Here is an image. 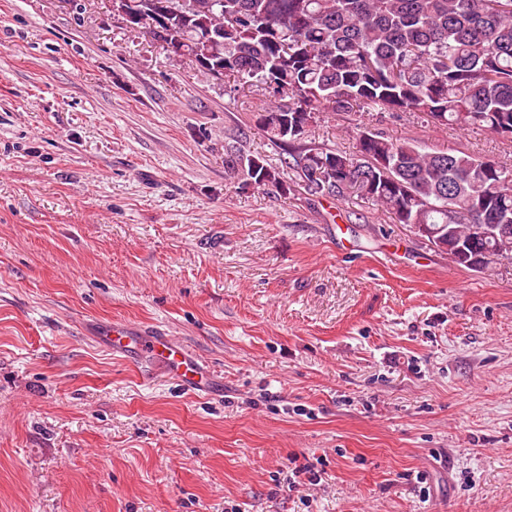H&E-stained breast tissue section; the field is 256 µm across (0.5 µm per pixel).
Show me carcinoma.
Masks as SVG:
<instances>
[{"instance_id": "obj_1", "label": "carcinoma", "mask_w": 512, "mask_h": 512, "mask_svg": "<svg viewBox=\"0 0 512 512\" xmlns=\"http://www.w3.org/2000/svg\"><path fill=\"white\" fill-rule=\"evenodd\" d=\"M147 27L158 15L199 72L222 69L265 85L255 129L287 151L285 169L250 149V127L224 130V172L240 189L315 197L356 195L399 224L453 228L441 251H487L484 267L512 260V165L363 131L357 154L307 141L324 112H409L444 128L482 126L512 139V0H127Z\"/></svg>"}]
</instances>
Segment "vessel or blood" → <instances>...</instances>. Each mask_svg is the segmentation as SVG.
Instances as JSON below:
<instances>
[{"label": "vessel or blood", "instance_id": "obj_1", "mask_svg": "<svg viewBox=\"0 0 512 512\" xmlns=\"http://www.w3.org/2000/svg\"><path fill=\"white\" fill-rule=\"evenodd\" d=\"M99 340L112 353L126 358L150 354L154 364L192 391L206 390L211 376L193 353L174 343L166 333L115 321L105 326Z\"/></svg>", "mask_w": 512, "mask_h": 512}]
</instances>
